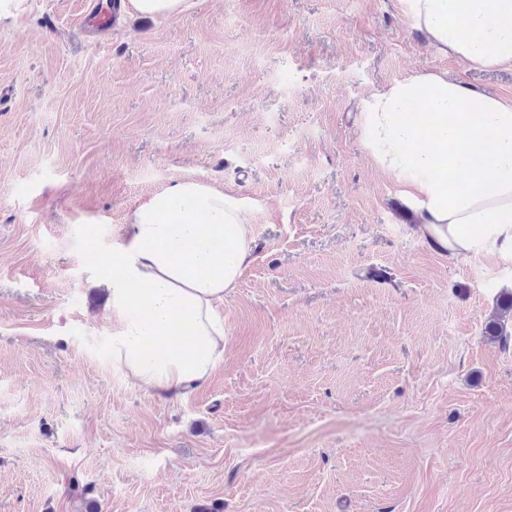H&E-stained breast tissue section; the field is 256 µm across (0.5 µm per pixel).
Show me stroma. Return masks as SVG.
Wrapping results in <instances>:
<instances>
[{
  "mask_svg": "<svg viewBox=\"0 0 512 512\" xmlns=\"http://www.w3.org/2000/svg\"><path fill=\"white\" fill-rule=\"evenodd\" d=\"M87 0L0 29V512H512V263L415 234L357 120L445 72L397 0H194L87 36ZM245 198L224 361L186 396L112 366L88 271L146 196ZM498 310L497 316L487 322L484 336L488 342L507 347L511 339V332L509 333L507 330L505 319L512 317V294L502 296L498 303Z\"/></svg>",
  "mask_w": 512,
  "mask_h": 512,
  "instance_id": "obj_1",
  "label": "stroma"
}]
</instances>
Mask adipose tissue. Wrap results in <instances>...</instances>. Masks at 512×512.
Returning a JSON list of instances; mask_svg holds the SVG:
<instances>
[{"label": "adipose tissue", "mask_w": 512, "mask_h": 512, "mask_svg": "<svg viewBox=\"0 0 512 512\" xmlns=\"http://www.w3.org/2000/svg\"><path fill=\"white\" fill-rule=\"evenodd\" d=\"M428 44L474 69L512 67V0H398ZM376 166L448 259L512 262V99L444 72L374 92L359 116ZM242 198L196 179L130 213L111 258L90 269L110 294L108 353L142 390L179 397L224 359L225 295L252 262Z\"/></svg>", "instance_id": "obj_1"}]
</instances>
